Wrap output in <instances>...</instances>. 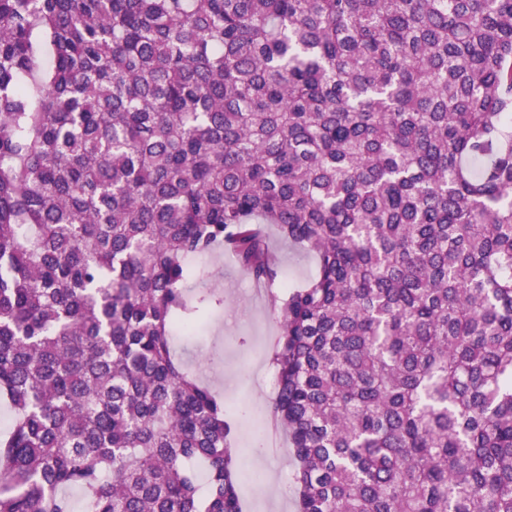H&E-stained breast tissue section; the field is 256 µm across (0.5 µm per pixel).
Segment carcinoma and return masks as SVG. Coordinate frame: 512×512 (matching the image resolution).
Returning <instances> with one entry per match:
<instances>
[{
  "label": "carcinoma",
  "mask_w": 512,
  "mask_h": 512,
  "mask_svg": "<svg viewBox=\"0 0 512 512\" xmlns=\"http://www.w3.org/2000/svg\"><path fill=\"white\" fill-rule=\"evenodd\" d=\"M220 252L298 512H512V0H0V512H242ZM269 241L272 248L278 253L285 280L289 284L307 281L315 272V259L313 254L293 247L280 239L272 230H268ZM204 266L213 275L206 282L224 291V311L203 318L200 335L180 336L174 348L190 371L224 397L243 512H297L296 465L287 435L270 416L276 395L271 355L277 329L266 294L257 297L254 284L238 266L229 270L221 254ZM257 448L267 449L257 455ZM248 471L256 478L248 481ZM286 477L288 498L281 494ZM259 502L264 511L257 510Z\"/></svg>",
  "instance_id": "1"
}]
</instances>
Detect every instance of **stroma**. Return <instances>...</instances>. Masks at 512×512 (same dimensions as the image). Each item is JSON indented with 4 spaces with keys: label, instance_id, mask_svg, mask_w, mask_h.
Instances as JSON below:
<instances>
[{
    "label": "stroma",
    "instance_id": "35a3bbf8",
    "mask_svg": "<svg viewBox=\"0 0 512 512\" xmlns=\"http://www.w3.org/2000/svg\"><path fill=\"white\" fill-rule=\"evenodd\" d=\"M285 280L296 284L315 272L313 254L270 235ZM211 281L224 291V310L199 324L194 337H179L174 348L185 366L224 398L230 442L238 457L243 512H297L296 465L288 437L271 418L276 395L271 361L277 329L266 297L257 296L242 270H229L223 255L204 263Z\"/></svg>",
    "mask_w": 512,
    "mask_h": 512
}]
</instances>
